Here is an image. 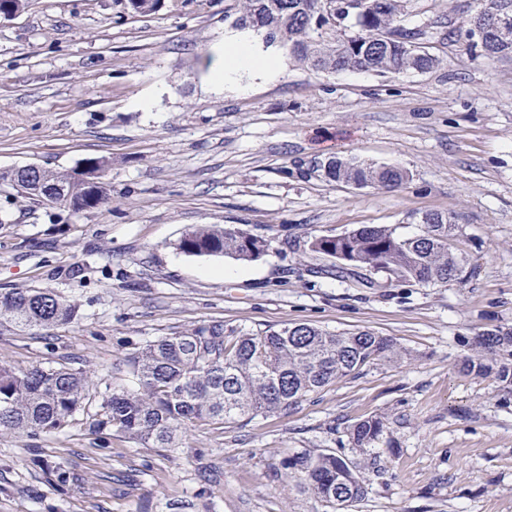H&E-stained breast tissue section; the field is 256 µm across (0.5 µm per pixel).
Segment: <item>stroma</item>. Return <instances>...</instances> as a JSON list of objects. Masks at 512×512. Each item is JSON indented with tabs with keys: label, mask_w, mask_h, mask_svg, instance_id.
Here are the masks:
<instances>
[{
	"label": "stroma",
	"mask_w": 512,
	"mask_h": 512,
	"mask_svg": "<svg viewBox=\"0 0 512 512\" xmlns=\"http://www.w3.org/2000/svg\"><path fill=\"white\" fill-rule=\"evenodd\" d=\"M403 2L405 26L439 59L429 70L328 73L258 38L280 74L218 92L205 86L214 49L238 33L224 0H161L147 15L127 0H32L0 17V170L111 161L109 198L87 212L0 184V293L43 288L77 306L64 326L0 327V365L92 380L63 431H0V512H327L272 473L296 448L355 457L344 429L371 415L391 447L363 470L366 495L347 512H512V404L460 368L473 337L512 328V56L441 40L470 0ZM332 155L410 178L395 190L332 182L321 170ZM425 212L455 224L465 283L341 277L309 247L364 224L418 234ZM200 224L272 248L251 263L179 252ZM213 320L369 328L408 356L363 367L285 419L184 429L169 451L91 431L131 386L130 353ZM38 456L80 487L58 490Z\"/></svg>",
	"instance_id": "obj_1"
}]
</instances>
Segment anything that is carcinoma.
Returning <instances> with one entry per match:
<instances>
[{"mask_svg":"<svg viewBox=\"0 0 512 512\" xmlns=\"http://www.w3.org/2000/svg\"><path fill=\"white\" fill-rule=\"evenodd\" d=\"M235 26L264 33L316 69L330 72L401 74L424 71L439 63L427 47L407 51L420 41L421 29L402 23L401 0H365V10L346 15L348 30L336 35L331 25L319 32V0H237ZM503 0H473L467 26ZM481 51L489 57L512 55V23L493 29ZM330 180L364 187L395 189L409 173L356 159L326 161ZM42 185L63 184L65 193L46 196ZM7 183L47 204L72 212L88 211L105 202L92 188L69 174L43 168L32 176L0 172ZM424 230L405 235L398 227L365 225L339 234L311 239V251L343 255L340 273L387 271L398 283L430 285L456 279L462 262L448 245L455 225L447 215L426 212ZM180 252L191 256H224L242 263L267 255L271 240L239 227L198 225L182 236ZM76 305L41 288L15 289L0 296V326L50 328L70 323ZM406 352L393 339L362 329L331 332L308 323H284L263 329L227 327L221 320L158 336L128 358L133 386L115 391L92 431L111 429L145 448L178 447L181 429L209 425L218 430L242 428L256 417H287L306 398L353 375L375 361L400 363ZM462 367L476 377H492L500 400L512 401V329H494L475 338ZM90 377L65 367L32 366L17 370L0 366V430L24 433L61 432L85 399ZM352 447L373 451L386 443V427L368 416L346 427ZM48 479L60 487L80 479L47 457L35 459ZM284 474L297 479L326 507H348L366 492L360 463L334 452L298 449L281 461Z\"/></svg>","mask_w":512,"mask_h":512,"instance_id":"obj_1","label":"carcinoma"}]
</instances>
